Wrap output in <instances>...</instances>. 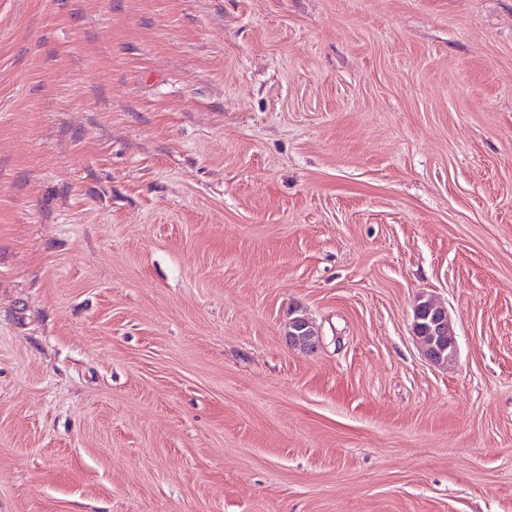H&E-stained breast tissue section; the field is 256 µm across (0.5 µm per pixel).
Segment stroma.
I'll list each match as a JSON object with an SVG mask.
<instances>
[{
    "mask_svg": "<svg viewBox=\"0 0 512 512\" xmlns=\"http://www.w3.org/2000/svg\"><path fill=\"white\" fill-rule=\"evenodd\" d=\"M0 512H512V0H0ZM421 302L418 299L414 304V335L419 339L424 353L429 360L435 362L451 361L456 355V339L452 331L451 321L447 315V309L442 305L434 303L433 308L429 309V313H422ZM433 310L434 313L432 314ZM419 321H423V323L420 324ZM426 333H434L433 336L438 338L443 335L452 334V336H448V355L443 356L437 345L425 343L424 336H427ZM427 338L431 339L430 336H427Z\"/></svg>",
    "mask_w": 512,
    "mask_h": 512,
    "instance_id": "35a3bbf8",
    "label": "stroma"
}]
</instances>
